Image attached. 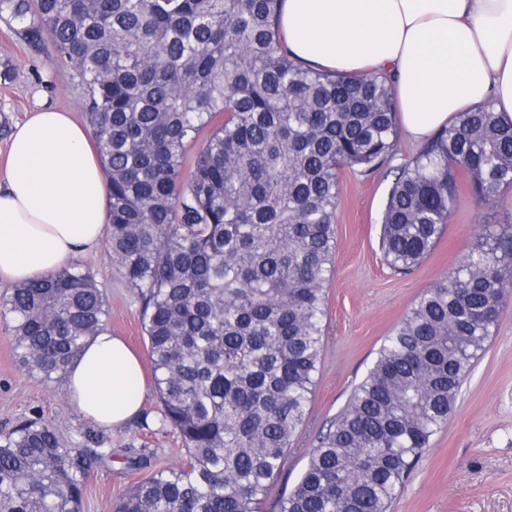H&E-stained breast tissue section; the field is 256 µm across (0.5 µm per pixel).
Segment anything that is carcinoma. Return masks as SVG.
<instances>
[{
  "instance_id": "carcinoma-1",
  "label": "carcinoma",
  "mask_w": 512,
  "mask_h": 512,
  "mask_svg": "<svg viewBox=\"0 0 512 512\" xmlns=\"http://www.w3.org/2000/svg\"><path fill=\"white\" fill-rule=\"evenodd\" d=\"M280 0H0V20L78 80L109 183L106 245L138 293L159 422L186 450L116 512H262L304 426L323 350L341 173L394 157L392 80L294 61ZM208 131L182 178L187 147ZM380 245L397 273L435 248L462 192L512 190V123L487 102L393 167ZM512 296V219L422 293L273 512H389L448 423ZM110 315L73 263L11 287L0 318L45 382ZM107 457L26 419L0 436V512H81Z\"/></svg>"
}]
</instances>
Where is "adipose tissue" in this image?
<instances>
[{"label": "adipose tissue", "mask_w": 512, "mask_h": 512, "mask_svg": "<svg viewBox=\"0 0 512 512\" xmlns=\"http://www.w3.org/2000/svg\"><path fill=\"white\" fill-rule=\"evenodd\" d=\"M279 30L290 55L346 75H391L399 126L422 142L458 113L492 102L512 122V0H283ZM0 176V283L50 275L97 251L108 186L91 129L44 106L12 133ZM70 406L114 428L145 395L139 357L101 331L69 366Z\"/></svg>", "instance_id": "obj_1"}]
</instances>
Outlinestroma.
I'll return each mask as SVG.
<instances>
[{
    "label": "stroma",
    "mask_w": 512,
    "mask_h": 512,
    "mask_svg": "<svg viewBox=\"0 0 512 512\" xmlns=\"http://www.w3.org/2000/svg\"><path fill=\"white\" fill-rule=\"evenodd\" d=\"M52 58L49 45L31 56L10 26L0 21V60L15 67L14 81L0 85V123L15 126L43 103L84 122L83 92L70 74L54 69ZM390 183L383 169L367 175L347 169L341 174L334 273L316 386L276 491L294 487L307 464L308 450L343 408L385 336L416 299L462 262L489 216L503 221L512 214L510 191L496 212L489 204L464 197L432 253L411 272L399 274L388 267L379 246ZM78 261L107 297L108 329L141 357H148L141 302L107 248L81 255ZM10 336L8 324L0 321V432L37 418L55 425L67 439L83 444L94 440L112 451L89 472L82 512H113L115 503L136 483L185 460L186 451L173 430L145 429L137 419L115 429L84 421L69 405L64 383L47 384L19 368ZM143 451L149 463L129 467L128 457ZM391 512H512V299L501 307L497 331L474 364L447 425L433 438Z\"/></svg>",
    "instance_id": "35a3bbf8"
}]
</instances>
